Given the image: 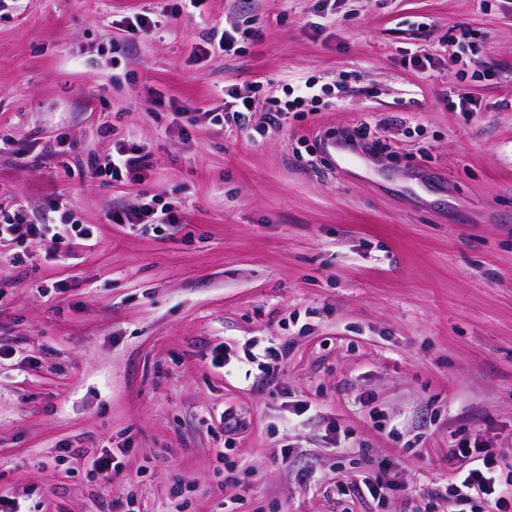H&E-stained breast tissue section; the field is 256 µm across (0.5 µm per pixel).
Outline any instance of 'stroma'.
Segmentation results:
<instances>
[{"instance_id": "stroma-1", "label": "stroma", "mask_w": 512, "mask_h": 512, "mask_svg": "<svg viewBox=\"0 0 512 512\" xmlns=\"http://www.w3.org/2000/svg\"><path fill=\"white\" fill-rule=\"evenodd\" d=\"M176 4L0 10V211L36 224L62 194L96 240L66 260L0 246V496L24 512H447L452 435L512 461V0ZM143 12L163 24L128 35ZM224 30L236 53L193 55ZM308 81L326 95L283 127L189 122L225 90ZM364 121L387 151L326 159L316 135ZM106 124L147 154L139 181L84 178ZM153 199L179 223H108ZM271 345L286 354L252 368ZM302 399L316 413L294 417ZM116 448L100 484L89 458ZM388 464L385 500L338 494Z\"/></svg>"}]
</instances>
